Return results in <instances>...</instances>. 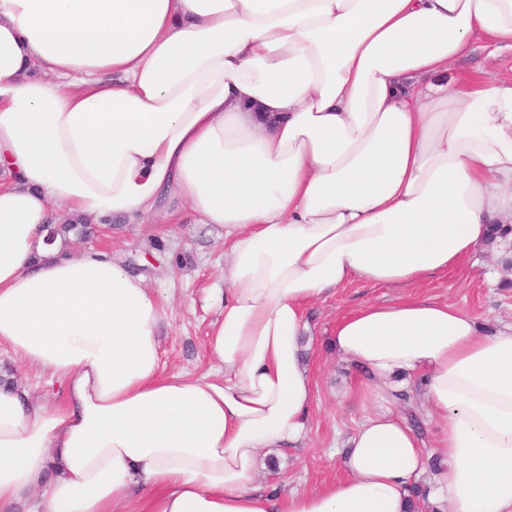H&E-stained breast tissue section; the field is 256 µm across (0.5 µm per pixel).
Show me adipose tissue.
Returning a JSON list of instances; mask_svg holds the SVG:
<instances>
[{"mask_svg":"<svg viewBox=\"0 0 512 512\" xmlns=\"http://www.w3.org/2000/svg\"><path fill=\"white\" fill-rule=\"evenodd\" d=\"M512 0H0V512H512V325L406 294L336 323L364 416L343 479L257 484L308 431L304 310L354 280L414 287L512 224ZM224 228L215 372L165 370V296L53 217ZM419 393L433 446L391 408ZM46 487L34 498L37 487ZM486 42L477 40L472 51L450 67L447 79L452 82H460L474 76L483 75L484 72H492L502 76L511 74L512 52L503 51L496 59L488 58ZM10 370L16 380L31 393L41 400L55 404L62 397V387L58 384L49 385L46 383L47 376L41 372L32 369L20 362L12 353L1 349L0 351V370Z\"/></svg>","mask_w":512,"mask_h":512,"instance_id":"ef3b65f1","label":"adipose tissue"}]
</instances>
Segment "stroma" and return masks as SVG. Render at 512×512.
Instances as JSON below:
<instances>
[{"mask_svg": "<svg viewBox=\"0 0 512 512\" xmlns=\"http://www.w3.org/2000/svg\"><path fill=\"white\" fill-rule=\"evenodd\" d=\"M486 72L512 74V52L506 50L497 58H489L486 43L480 39L466 57L451 66L447 78L459 82ZM149 240L161 248L157 261L148 269L150 285L174 290L159 336L166 367L194 375L205 373L211 365L206 333L217 316L207 302V290L218 282L224 268V229L218 224L196 223L187 212L178 224H103L91 244L113 249L127 261L138 257ZM489 261L486 253L468 257L422 282L417 293L472 312L486 330L511 324L512 288L501 283L491 287L484 284ZM397 295L396 289L355 281L327 301L307 306V358L313 382L308 435L301 448L281 456L278 468L261 472V485L285 484L309 491L323 482L343 478L341 447L361 422L363 411L344 396L353 370L332 353L331 332L340 316L362 304L386 302ZM6 369L35 397L50 404L61 399L60 385L48 384L44 374L1 350L0 370Z\"/></svg>", "mask_w": 512, "mask_h": 512, "instance_id": "stroma-1", "label": "stroma"}]
</instances>
